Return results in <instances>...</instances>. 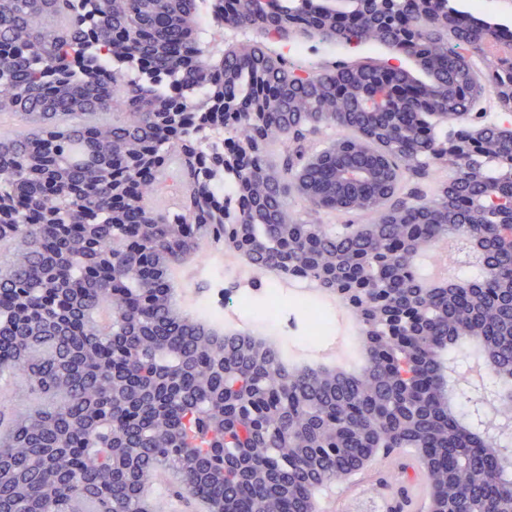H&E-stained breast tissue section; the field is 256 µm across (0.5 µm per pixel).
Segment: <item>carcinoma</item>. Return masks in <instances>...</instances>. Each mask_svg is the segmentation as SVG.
Returning <instances> with one entry per match:
<instances>
[{
	"mask_svg": "<svg viewBox=\"0 0 512 512\" xmlns=\"http://www.w3.org/2000/svg\"><path fill=\"white\" fill-rule=\"evenodd\" d=\"M206 8L0 0V127L23 126L0 134V377L33 400L0 433V512H141L160 470L153 512H315L377 448L415 451L439 512H512V137L476 108L512 87V28L454 0H213L218 27L261 36L216 59ZM272 36L402 49L427 80L368 58L294 82ZM212 236L352 306L360 373L178 311L167 268ZM443 240L473 255L461 288L418 262Z\"/></svg>",
	"mask_w": 512,
	"mask_h": 512,
	"instance_id": "carcinoma-1",
	"label": "carcinoma"
}]
</instances>
